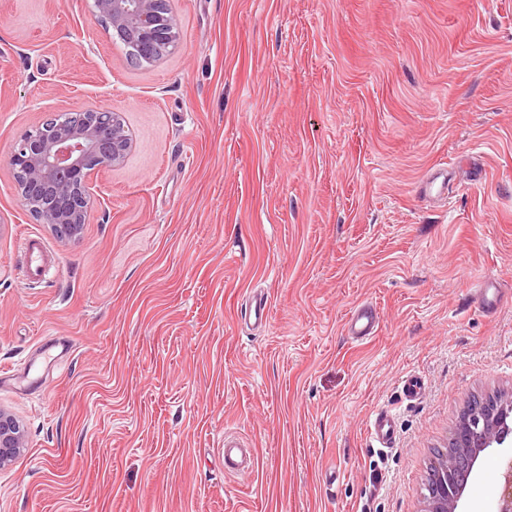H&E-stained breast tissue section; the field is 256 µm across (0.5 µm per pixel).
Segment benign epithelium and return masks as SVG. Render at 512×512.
I'll use <instances>...</instances> for the list:
<instances>
[{"label": "benign epithelium", "mask_w": 512, "mask_h": 512, "mask_svg": "<svg viewBox=\"0 0 512 512\" xmlns=\"http://www.w3.org/2000/svg\"><path fill=\"white\" fill-rule=\"evenodd\" d=\"M91 15L112 22V30L127 36L137 59L156 64L181 39L170 0H93ZM133 138L119 113L91 106L50 114L12 147L8 163L24 171L18 185L22 207L38 216L62 241L81 231L90 202L88 184L101 168L121 163ZM512 447V391L488 394L464 409L448 439L435 456V491L425 512H460L459 504L478 464L494 450ZM24 448L18 419L0 409V466L15 461ZM496 512H512V460L502 474Z\"/></svg>", "instance_id": "benign-epithelium-1"}]
</instances>
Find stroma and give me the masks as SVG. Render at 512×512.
I'll list each match as a JSON object with an SVG mask.
<instances>
[{
    "instance_id": "stroma-1",
    "label": "stroma",
    "mask_w": 512,
    "mask_h": 512,
    "mask_svg": "<svg viewBox=\"0 0 512 512\" xmlns=\"http://www.w3.org/2000/svg\"><path fill=\"white\" fill-rule=\"evenodd\" d=\"M91 5L0 0V408L26 440L0 512H422L469 398L512 391V298L469 295L512 290V0H171L181 39L144 67ZM99 105L133 146L63 242L7 157ZM228 431L251 472L225 471ZM503 468L463 512H494ZM21 248L27 259L28 277L39 276L40 271L45 270V258L39 243L33 238L24 239ZM379 327L376 310L370 305H362L351 312L344 330L356 340L368 339L375 335ZM370 436L382 447L392 448L395 440L394 417L390 410L382 408L369 423Z\"/></svg>"
}]
</instances>
